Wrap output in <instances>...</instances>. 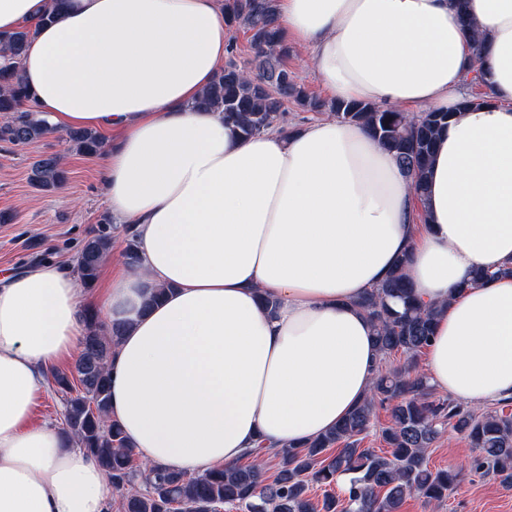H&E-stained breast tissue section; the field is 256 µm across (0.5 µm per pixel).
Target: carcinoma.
<instances>
[{
	"label": "carcinoma",
	"mask_w": 512,
	"mask_h": 512,
	"mask_svg": "<svg viewBox=\"0 0 512 512\" xmlns=\"http://www.w3.org/2000/svg\"><path fill=\"white\" fill-rule=\"evenodd\" d=\"M276 0H224L229 26L250 32L254 69L236 60L237 46L229 43L228 61L203 92L197 106L220 112L224 123L245 137L270 129L288 133V108L303 112L329 111L338 119L361 125L413 178L424 192L425 173L432 159L436 135L448 122V112L414 114L375 103L321 99L295 80L288 66L291 48L276 24ZM30 28L0 38V143L26 144L52 133L47 115L33 109V95L20 80L18 68ZM69 150L84 156L103 153L100 135L88 129L66 133ZM30 183L43 191L60 188L67 172L60 157L32 164ZM112 250L106 229L94 230L76 260L80 283L94 285L104 258ZM402 260L396 270L362 298L360 305L375 326L380 356L369 396L327 433L299 446L271 455L263 446L247 450L238 462L186 477L157 466L143 475L135 465L120 425L109 417L108 361L112 338L121 327L101 322L93 310L84 318L83 336L74 368L54 371L51 379L65 410L62 433L91 455L108 475L112 489L121 494L122 512H211L230 505L241 512H399L404 501L418 496L428 504L448 498L456 474L429 467L428 449L448 426L462 434L477 454L471 468L493 474L512 489V414L506 406L473 410L450 399L433 400L429 385L417 370V357L431 340L434 311L420 305L407 279ZM404 357L398 371L387 368L393 356ZM390 407L391 422L381 431L388 451L361 447L375 407ZM278 460L276 472L264 476L265 459ZM348 476L343 496L332 492L337 477ZM146 489H135L138 480ZM323 488L322 498L309 496V483Z\"/></svg>",
	"instance_id": "obj_1"
}]
</instances>
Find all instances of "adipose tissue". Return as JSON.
I'll return each mask as SVG.
<instances>
[{
	"mask_svg": "<svg viewBox=\"0 0 512 512\" xmlns=\"http://www.w3.org/2000/svg\"><path fill=\"white\" fill-rule=\"evenodd\" d=\"M276 5L331 97L449 113L424 195L361 125L246 138L195 109L227 57L224 0H66L49 24L52 0H0V31L36 29L20 64L36 109L55 131L106 133L107 211L137 234L139 262L98 300L123 326L110 416L141 463L188 477L310 441L366 398L379 354L359 302L405 254L417 301L440 310L429 384L512 398V0H468L467 31L452 0ZM477 64L487 94L461 106ZM87 307L59 263L0 278V512L109 510L101 466L30 423Z\"/></svg>",
	"mask_w": 512,
	"mask_h": 512,
	"instance_id": "obj_1",
	"label": "adipose tissue"
}]
</instances>
